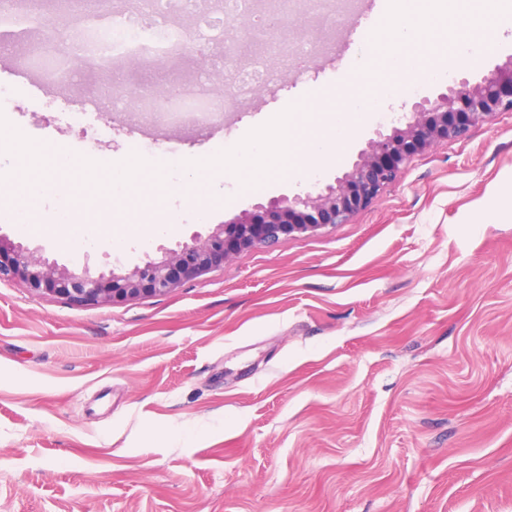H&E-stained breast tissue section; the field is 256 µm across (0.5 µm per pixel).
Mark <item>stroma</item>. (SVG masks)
<instances>
[{
    "instance_id": "stroma-1",
    "label": "stroma",
    "mask_w": 512,
    "mask_h": 512,
    "mask_svg": "<svg viewBox=\"0 0 512 512\" xmlns=\"http://www.w3.org/2000/svg\"><path fill=\"white\" fill-rule=\"evenodd\" d=\"M387 7L359 0L336 30L312 10L289 16L317 57L270 59L273 80L208 128L140 125L139 92L195 84L201 55L225 44L193 40L172 68L115 72L116 109L83 71L56 94L31 52L47 16L29 42L0 47V85L16 91L0 113L72 159L214 155L283 101L341 86ZM486 42L472 59L436 25L422 42L435 73L391 78L322 183L404 103L512 59V26ZM75 112L94 129L67 122ZM310 185L274 176L249 191L225 173L215 195L162 201L165 230L145 244L111 245L113 227L151 210L136 186L101 197L110 223L86 245L1 222L0 234L62 266L127 270ZM0 512H512V112L414 154L346 223L242 252L165 296L79 307L1 282Z\"/></svg>"
}]
</instances>
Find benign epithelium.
<instances>
[{"mask_svg": "<svg viewBox=\"0 0 512 512\" xmlns=\"http://www.w3.org/2000/svg\"><path fill=\"white\" fill-rule=\"evenodd\" d=\"M11 9L42 17L52 13L74 29L102 28L111 16L102 12L99 0H11ZM270 54H280L286 41L280 24L265 27L260 34ZM179 50L137 49L123 61L148 56L171 58ZM115 58L108 45L93 55H83L75 70L94 66L110 72ZM499 112H512V59L472 84L455 81L436 98L411 103L405 122L388 133H377L351 167L335 183L304 194L283 195L258 203L225 224H217L202 238L198 235L162 257L150 259L126 273H91L88 266L70 269L38 259L22 246L0 235V282H14L31 291L55 295L76 306L88 307L122 301L141 295L162 296L184 280L224 264L234 255L254 248L269 247L283 236L317 231L329 224H343L358 209L370 203L385 186L396 182L409 158L441 140L462 139L473 126L490 122Z\"/></svg>", "mask_w": 512, "mask_h": 512, "instance_id": "obj_1", "label": "benign epithelium"}]
</instances>
